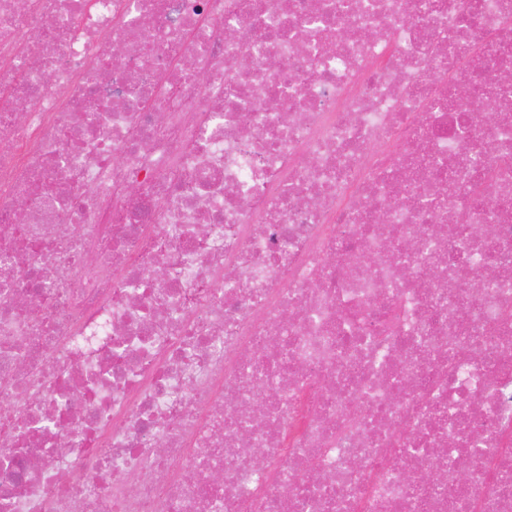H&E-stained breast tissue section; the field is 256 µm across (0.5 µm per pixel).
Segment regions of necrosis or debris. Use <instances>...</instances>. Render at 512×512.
I'll return each mask as SVG.
<instances>
[{
	"instance_id": "obj_1",
	"label": "necrosis or debris",
	"mask_w": 512,
	"mask_h": 512,
	"mask_svg": "<svg viewBox=\"0 0 512 512\" xmlns=\"http://www.w3.org/2000/svg\"><path fill=\"white\" fill-rule=\"evenodd\" d=\"M507 71L512 0H0V512H512Z\"/></svg>"
}]
</instances>
